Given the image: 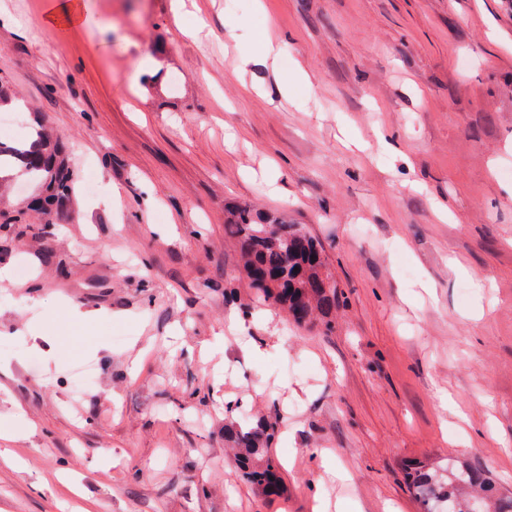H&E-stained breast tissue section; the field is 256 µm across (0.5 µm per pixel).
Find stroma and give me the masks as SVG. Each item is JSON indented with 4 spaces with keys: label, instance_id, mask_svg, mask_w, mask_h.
<instances>
[{
    "label": "stroma",
    "instance_id": "35a3bbf8",
    "mask_svg": "<svg viewBox=\"0 0 512 512\" xmlns=\"http://www.w3.org/2000/svg\"><path fill=\"white\" fill-rule=\"evenodd\" d=\"M83 2L0 0V83L74 174L63 223L0 232V512H421L427 458L512 491V0ZM236 205L322 245L332 332L243 316ZM232 399L277 426L280 496L239 477Z\"/></svg>",
    "mask_w": 512,
    "mask_h": 512
}]
</instances>
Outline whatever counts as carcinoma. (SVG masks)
I'll use <instances>...</instances> for the list:
<instances>
[{
  "instance_id": "1",
  "label": "carcinoma",
  "mask_w": 512,
  "mask_h": 512,
  "mask_svg": "<svg viewBox=\"0 0 512 512\" xmlns=\"http://www.w3.org/2000/svg\"><path fill=\"white\" fill-rule=\"evenodd\" d=\"M30 142H0V169L18 164L38 181L43 195L33 206L43 223L58 224L61 206L73 189V174L62 147L41 130ZM26 223L23 209L0 210V228ZM227 235L236 239L242 273L257 299L281 307L298 325L330 319L340 291L329 273L319 243L300 224L249 207L227 212ZM276 427L259 420L224 423V441L237 448L235 463L243 480L266 496L283 490L279 464L272 453ZM408 487L426 512H512V495L500 492L488 470L467 462L444 465L419 462L407 472Z\"/></svg>"
}]
</instances>
